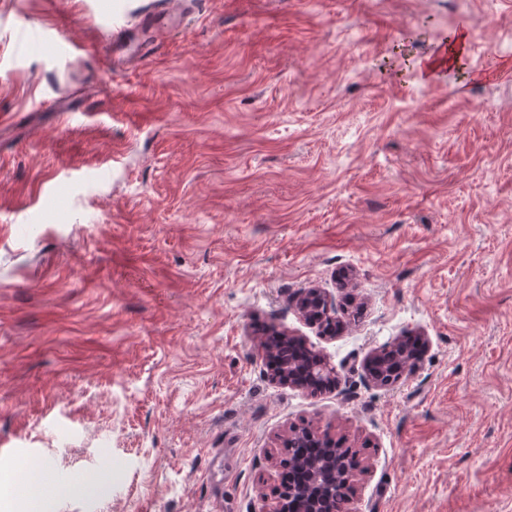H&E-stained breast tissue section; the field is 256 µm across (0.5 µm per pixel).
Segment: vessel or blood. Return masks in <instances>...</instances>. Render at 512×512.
<instances>
[{"mask_svg": "<svg viewBox=\"0 0 512 512\" xmlns=\"http://www.w3.org/2000/svg\"><path fill=\"white\" fill-rule=\"evenodd\" d=\"M195 6V0H165L164 4L143 11L137 27L116 25L114 39L105 50V64L116 65L127 52L134 55L150 53L147 32H171L183 13Z\"/></svg>", "mask_w": 512, "mask_h": 512, "instance_id": "vessel-or-blood-1", "label": "vessel or blood"}]
</instances>
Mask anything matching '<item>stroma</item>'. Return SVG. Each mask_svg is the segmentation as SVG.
Here are the masks:
<instances>
[{
	"mask_svg": "<svg viewBox=\"0 0 512 512\" xmlns=\"http://www.w3.org/2000/svg\"><path fill=\"white\" fill-rule=\"evenodd\" d=\"M150 4L0 0V512H274L293 426L352 512H512V0H206L103 66ZM466 44V35L464 33H455L451 39L448 40V47L445 54L438 59L429 61H419L418 69L420 73L427 74L430 70L439 65H448L459 61ZM297 307L314 321L323 322L329 320L332 323H336V317L332 313L331 305L324 293L319 289L310 288L304 291L297 299ZM408 353L407 351L400 346L399 343L394 344L393 346H389L383 350H381L378 354L373 356L368 363V381L376 386H388L390 384H386L382 380V375L379 371L375 370L373 366L375 364H380L383 360L401 358L407 361V364L410 362L407 359ZM266 357L272 367V379L282 384L296 387L309 386L300 375H305L308 380L318 381L317 386H336V370L330 367L319 355L308 356L302 360H290L286 363H278L274 358L273 350L266 346Z\"/></svg>",
	"mask_w": 512,
	"mask_h": 512,
	"instance_id": "1",
	"label": "stroma"
}]
</instances>
